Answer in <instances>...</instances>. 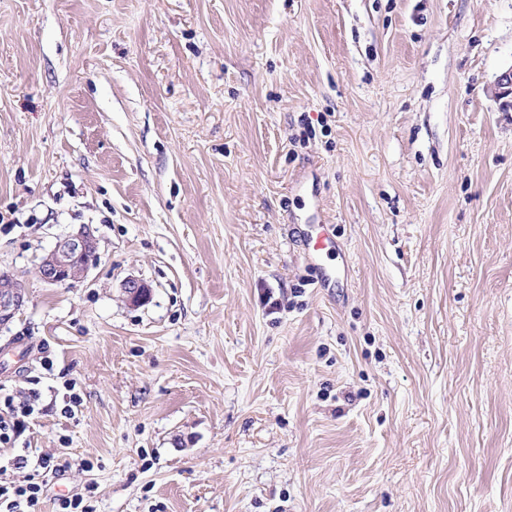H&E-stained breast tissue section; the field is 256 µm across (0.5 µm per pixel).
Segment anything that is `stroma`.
Masks as SVG:
<instances>
[{
  "label": "stroma",
  "instance_id": "stroma-1",
  "mask_svg": "<svg viewBox=\"0 0 512 512\" xmlns=\"http://www.w3.org/2000/svg\"><path fill=\"white\" fill-rule=\"evenodd\" d=\"M511 66L512 0H0L42 512H512ZM83 224L98 264L44 283ZM307 246L314 257L335 250L333 228L329 224H317V231L308 238ZM11 466L14 469H26L31 468L32 471H38L39 469H52V470H59L60 468L69 467V463L67 461H64L63 463L59 462L58 460H55L54 457L41 455L38 456L36 462L30 466L29 464V458L28 455L25 454H17L11 459Z\"/></svg>",
  "mask_w": 512,
  "mask_h": 512
}]
</instances>
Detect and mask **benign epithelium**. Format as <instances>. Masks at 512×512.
Segmentation results:
<instances>
[{
  "label": "benign epithelium",
  "mask_w": 512,
  "mask_h": 512,
  "mask_svg": "<svg viewBox=\"0 0 512 512\" xmlns=\"http://www.w3.org/2000/svg\"><path fill=\"white\" fill-rule=\"evenodd\" d=\"M494 94L505 110L512 109V66L503 70L495 79ZM99 260L93 230L83 225L71 235L56 241L42 259L38 273L47 284L66 286L83 279L89 268ZM124 291L133 305H143L151 298V289L141 280L126 281ZM23 295L19 282L11 277L0 278V322L9 320L22 304Z\"/></svg>",
  "instance_id": "1"
}]
</instances>
